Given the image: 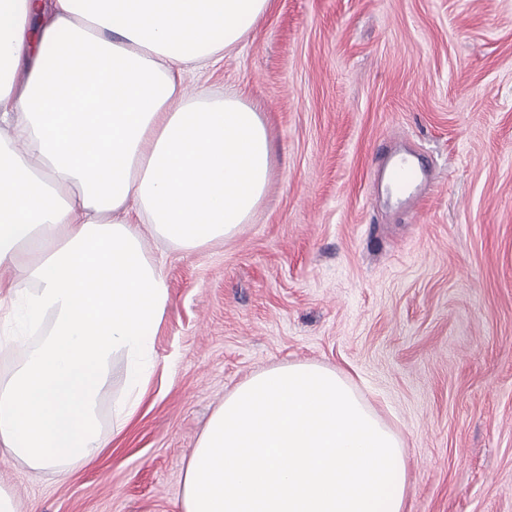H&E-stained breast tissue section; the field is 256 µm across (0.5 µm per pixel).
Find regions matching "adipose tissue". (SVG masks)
I'll use <instances>...</instances> for the list:
<instances>
[{"mask_svg": "<svg viewBox=\"0 0 512 512\" xmlns=\"http://www.w3.org/2000/svg\"><path fill=\"white\" fill-rule=\"evenodd\" d=\"M271 0H0V294L44 331L0 379V448L67 474L109 444L113 358L136 415L168 301L144 232L192 251L258 208L272 149L241 95L189 99L187 68L238 47ZM50 9L40 33L32 17ZM24 80H17V73ZM401 435L345 373L297 362L224 399L189 460L182 512H407Z\"/></svg>", "mask_w": 512, "mask_h": 512, "instance_id": "obj_1", "label": "adipose tissue"}]
</instances>
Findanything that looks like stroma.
<instances>
[{
	"label": "stroma",
	"instance_id": "35a3bbf8",
	"mask_svg": "<svg viewBox=\"0 0 512 512\" xmlns=\"http://www.w3.org/2000/svg\"><path fill=\"white\" fill-rule=\"evenodd\" d=\"M259 105L274 176L249 223L194 251L146 238L168 303L134 421L62 479L7 457L20 512H177L213 413L267 368L350 372L401 434L407 512H512V0H273L185 96ZM430 168L419 222L372 172Z\"/></svg>",
	"mask_w": 512,
	"mask_h": 512
}]
</instances>
